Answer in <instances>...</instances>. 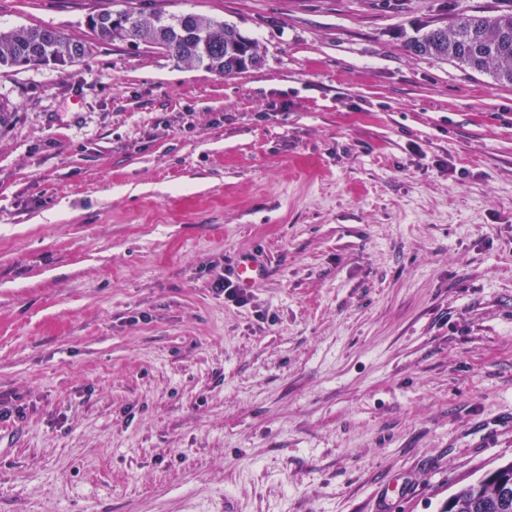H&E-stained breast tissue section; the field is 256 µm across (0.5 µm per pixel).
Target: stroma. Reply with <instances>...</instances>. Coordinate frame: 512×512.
I'll return each instance as SVG.
<instances>
[{
    "label": "stroma",
    "instance_id": "stroma-1",
    "mask_svg": "<svg viewBox=\"0 0 512 512\" xmlns=\"http://www.w3.org/2000/svg\"><path fill=\"white\" fill-rule=\"evenodd\" d=\"M147 6L263 63L0 69V512H438L512 460V85L408 46L512 0ZM265 275V269L254 260L244 259L236 269V281L232 278L231 272L219 275L212 284L218 293L224 294V299L238 307L246 306L251 301V292L243 288H251L258 280Z\"/></svg>",
    "mask_w": 512,
    "mask_h": 512
}]
</instances>
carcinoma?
<instances>
[{
    "label": "carcinoma",
    "instance_id": "carcinoma-1",
    "mask_svg": "<svg viewBox=\"0 0 512 512\" xmlns=\"http://www.w3.org/2000/svg\"><path fill=\"white\" fill-rule=\"evenodd\" d=\"M115 11L102 10L88 18L94 40L146 46L187 68L204 66L229 75L261 63L258 42L237 27L199 14L147 11L124 0ZM88 42L47 27L20 26L0 30V67L26 69L33 65H74L87 54ZM416 56L456 62L500 84H512V13L471 14L450 25L436 26L409 46ZM508 477V489L498 493L486 476L460 487L442 512H512V461L497 466Z\"/></svg>",
    "mask_w": 512,
    "mask_h": 512
}]
</instances>
